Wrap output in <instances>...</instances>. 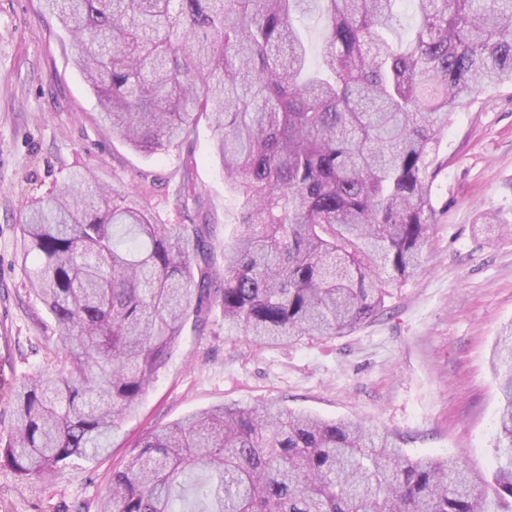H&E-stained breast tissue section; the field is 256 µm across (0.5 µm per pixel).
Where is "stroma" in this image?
I'll return each mask as SVG.
<instances>
[{
    "label": "stroma",
    "mask_w": 512,
    "mask_h": 512,
    "mask_svg": "<svg viewBox=\"0 0 512 512\" xmlns=\"http://www.w3.org/2000/svg\"><path fill=\"white\" fill-rule=\"evenodd\" d=\"M98 111L65 30L42 13L40 0H0L2 378L38 372L58 341L27 279L19 224L72 170L91 169L107 186L121 177L132 201L163 223L210 224L216 248L239 231V199L224 180L207 119L191 152L146 155L113 137ZM187 165L208 210L174 204ZM433 165L436 212L423 267L392 289L383 312L344 336L256 346L225 335L224 315L214 309L186 331L103 456L72 459L43 486L0 466V512H98L113 472L149 432L211 407L273 400L390 431L409 457L460 454L490 473L500 402L491 361L512 324V232H486L479 216L512 223V87L488 89L458 112Z\"/></svg>",
    "instance_id": "35a3bbf8"
}]
</instances>
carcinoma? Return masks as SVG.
<instances>
[{"mask_svg":"<svg viewBox=\"0 0 512 512\" xmlns=\"http://www.w3.org/2000/svg\"><path fill=\"white\" fill-rule=\"evenodd\" d=\"M102 122L146 154L214 126L240 233L214 269L208 224H159L71 174L20 224L30 284L60 346L8 383L0 458L47 483L112 445L180 343L219 305L224 332L286 345L384 308L421 266L437 145L483 89L512 84V0H42ZM321 7L320 60L294 17ZM184 166L176 203L188 198ZM492 365L503 399L492 480L462 456L409 458L388 434L270 402L216 406L140 441L101 512H512V327Z\"/></svg>","mask_w":512,"mask_h":512,"instance_id":"1","label":"carcinoma"}]
</instances>
